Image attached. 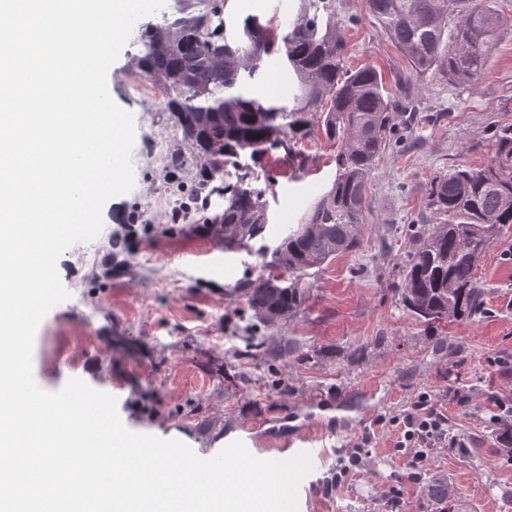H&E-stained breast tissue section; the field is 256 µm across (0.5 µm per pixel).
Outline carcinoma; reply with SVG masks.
I'll use <instances>...</instances> for the list:
<instances>
[{
	"label": "carcinoma",
	"instance_id": "cac0c4a2",
	"mask_svg": "<svg viewBox=\"0 0 512 512\" xmlns=\"http://www.w3.org/2000/svg\"><path fill=\"white\" fill-rule=\"evenodd\" d=\"M180 16L142 28L133 68L160 90L182 142L210 179L226 168L224 213L217 219L224 246L245 248L264 236L265 189L253 165L318 128L340 142L331 189L280 241L261 273L243 289L254 316L267 325L298 313L315 278L337 256L357 248L365 223L367 187L390 143L403 102L372 64L355 70L345 61L332 0H303L301 15L273 41L257 39V15L238 21L229 0H183ZM368 12L408 58L416 81L437 76L466 83L483 73L494 42L512 34V13L489 0H367ZM280 56L294 77L292 106L252 96L249 84L265 77L267 59ZM280 113L277 123L266 114ZM430 205L445 217L415 239L404 270L402 301L428 326L479 311L475 269L500 228L512 224V124L492 134L491 153L477 168L436 174Z\"/></svg>",
	"mask_w": 512,
	"mask_h": 512
}]
</instances>
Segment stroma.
Returning a JSON list of instances; mask_svg holds the SVG:
<instances>
[{"label":"stroma","instance_id":"obj_1","mask_svg":"<svg viewBox=\"0 0 512 512\" xmlns=\"http://www.w3.org/2000/svg\"><path fill=\"white\" fill-rule=\"evenodd\" d=\"M332 8L348 66L375 65L415 108L372 174L358 247L325 265L299 314L261 324L239 289L278 245L281 213L306 223L330 190L336 149L318 134L291 160L266 159L270 229L250 248L220 252L214 218L224 198L201 164L176 163L185 148L169 113L137 93L132 32L107 85L134 116V187L105 202L94 240L60 256L70 297L36 330L34 380L55 392L87 377L115 397L130 431L180 440L203 458L235 440L270 458L309 432L322 458L299 485L297 512H512V457L503 452L512 418H492L496 401L512 400V224L476 269L480 314L428 328L401 301L414 235L443 221L429 206L432 177L482 165L494 128L512 123V35L492 48L479 79L437 78L420 93L366 0ZM254 336L264 355L249 354ZM423 394L448 420V445L415 469L396 421ZM437 481L452 486L450 503L429 500Z\"/></svg>","mask_w":512,"mask_h":512}]
</instances>
